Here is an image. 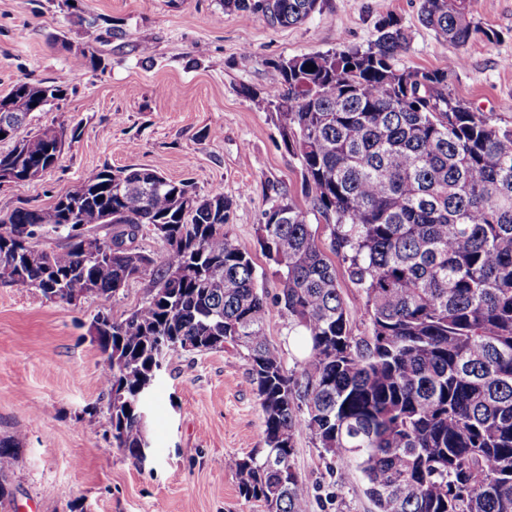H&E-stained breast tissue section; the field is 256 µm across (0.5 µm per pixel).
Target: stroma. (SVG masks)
<instances>
[{"mask_svg": "<svg viewBox=\"0 0 512 512\" xmlns=\"http://www.w3.org/2000/svg\"><path fill=\"white\" fill-rule=\"evenodd\" d=\"M389 13L409 39L397 68H444L456 56L420 22L419 0H322L287 28L225 10L224 0H0V96L21 80L66 88L19 131L60 132L55 167L0 185V217L50 207L93 169L147 165L202 195L223 189L256 286L275 298L279 278L257 228L279 192L302 207L308 201L300 161L265 100L277 80L271 63L368 47ZM474 19L497 38L468 47L451 92L512 127V0H476ZM89 44L101 66L73 69L74 53ZM152 288L146 276L116 298L66 303L0 283V438L21 437L11 512H261L234 476L235 460L263 445L258 401L235 351L177 356L163 369L146 398L144 464L112 443L103 387L110 368L91 324L101 312L126 318ZM294 465L310 512H374L361 473L328 469L308 430L296 436Z\"/></svg>", "mask_w": 512, "mask_h": 512, "instance_id": "35a3bbf8", "label": "stroma"}]
</instances>
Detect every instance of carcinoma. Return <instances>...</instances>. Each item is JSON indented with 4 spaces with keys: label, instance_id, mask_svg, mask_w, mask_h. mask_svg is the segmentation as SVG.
Wrapping results in <instances>:
<instances>
[{
    "label": "carcinoma",
    "instance_id": "carcinoma-1",
    "mask_svg": "<svg viewBox=\"0 0 512 512\" xmlns=\"http://www.w3.org/2000/svg\"><path fill=\"white\" fill-rule=\"evenodd\" d=\"M321 0H224L272 27L303 22ZM420 21L465 50L497 34L473 0H420ZM408 44L399 20L379 21L366 49L344 47L271 62L266 92L301 191L330 227L364 303H346L308 211L283 193L264 212L258 243L281 283L275 304L302 337L288 372L266 335L267 296L229 225L232 201L202 196L148 167L96 168L48 208L0 218V281L67 302L75 289L106 299L150 275L152 294L97 341L112 367L103 386L116 447L133 462L149 443L141 396L175 355L243 351L262 413L264 447L235 463L239 494L264 512H302L295 439L306 428L331 464L359 471L376 512H512V128L452 96L453 69L396 67ZM60 85L20 82L18 130ZM44 128L0 154L17 182L53 167L62 140ZM86 224L112 225L103 258L81 249ZM29 243L18 244L26 226ZM50 226L61 250L38 247ZM163 243L160 259L139 236ZM363 317L370 330L353 333ZM18 436L0 439V510Z\"/></svg>",
    "mask_w": 512,
    "mask_h": 512
}]
</instances>
